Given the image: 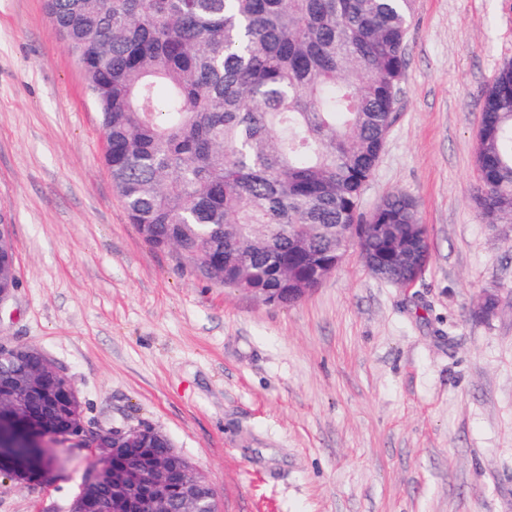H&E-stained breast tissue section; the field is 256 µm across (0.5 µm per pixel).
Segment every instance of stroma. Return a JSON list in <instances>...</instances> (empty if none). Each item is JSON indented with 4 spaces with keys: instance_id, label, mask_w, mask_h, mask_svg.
Instances as JSON below:
<instances>
[{
    "instance_id": "obj_1",
    "label": "stroma",
    "mask_w": 512,
    "mask_h": 512,
    "mask_svg": "<svg viewBox=\"0 0 512 512\" xmlns=\"http://www.w3.org/2000/svg\"><path fill=\"white\" fill-rule=\"evenodd\" d=\"M405 53L363 206L416 199L423 275L395 287L353 246L305 299L266 305L142 240L44 0H0V212L20 282L0 338L64 368L91 426L164 432L218 512H512V224L473 202L512 0H415ZM486 293L498 310L472 317ZM52 452L43 484L0 477V512H70L96 451Z\"/></svg>"
}]
</instances>
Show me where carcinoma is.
<instances>
[{"mask_svg":"<svg viewBox=\"0 0 512 512\" xmlns=\"http://www.w3.org/2000/svg\"><path fill=\"white\" fill-rule=\"evenodd\" d=\"M99 110L104 163L131 223L176 244L210 283L289 303L336 272L353 225L367 265L402 283L429 262L415 199L362 195L394 119L414 0H44ZM473 197L486 224L512 223V61L488 86ZM0 215V291L19 287ZM80 396L4 399L17 430L78 435ZM145 426L116 462L169 450ZM112 512V473L87 484Z\"/></svg>","mask_w":512,"mask_h":512,"instance_id":"1","label":"carcinoma"}]
</instances>
